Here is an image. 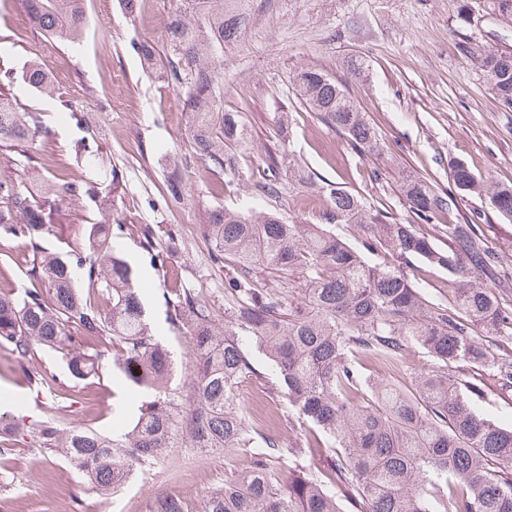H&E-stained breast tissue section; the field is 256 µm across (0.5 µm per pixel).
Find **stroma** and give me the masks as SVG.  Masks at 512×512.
Segmentation results:
<instances>
[{
    "label": "stroma",
    "mask_w": 512,
    "mask_h": 512,
    "mask_svg": "<svg viewBox=\"0 0 512 512\" xmlns=\"http://www.w3.org/2000/svg\"><path fill=\"white\" fill-rule=\"evenodd\" d=\"M83 8L85 33L70 43L38 30L23 0H0V69L13 72L12 93L22 111L54 131L51 140L35 136L22 150L0 148V176L23 174L38 163L41 179L29 185L36 196L47 183L59 188L79 179L113 183L108 206L63 196L53 221L64 233L46 244L64 253L84 239L87 225L106 220L120 225L113 242L134 270L146 319L178 360L188 358L187 337L169 327L158 273L134 228L159 227L156 248L179 266L183 287L204 299L216 323H223L231 302L226 285L235 271L214 259L202 226L220 207L268 210V200L254 186L267 175L270 153L294 159L313 180L305 188L281 176L276 208L283 220L322 225L354 246L359 226L331 220L322 185L360 195L372 211L396 224L416 221L402 182L423 177L438 191L453 190L456 160L490 185L512 187V107L500 104L488 77L471 62L486 50L512 53V21L499 15L495 0H224L225 19L240 28L224 44L221 104L242 114L249 135V148L238 160V187L226 185L224 173L212 171L195 152L180 89L167 80L162 65L147 66L136 50L149 43L159 55L168 54L167 26L183 10L182 0H137L132 9L126 0H83ZM352 56L365 59L363 77L348 70ZM32 63L51 77L55 95L24 83ZM309 68L342 82L377 128V148L354 152L309 110L295 90L297 74ZM284 114L292 131L280 142L273 134ZM175 155L183 198L172 203L164 195L168 162ZM302 194L312 200L304 209L296 204ZM471 221L495 258L481 276L483 284L497 296H512V222L487 198L456 197L450 212L425 231L444 249L446 225ZM409 274L427 301L452 302L448 276L440 269L418 261ZM251 357L258 375L239 385L251 427L265 430L273 419L281 443L298 442L301 419L278 394L265 356L255 351ZM31 367L60 376V383L51 392H38L28 368L0 347V408L32 420L53 413L67 428L108 431L129 421L139 404L111 358L81 382L65 379L62 359L39 349ZM247 462L244 452L224 457L177 448L168 472L189 512H203L207 494ZM155 491L139 473L114 494L99 495L88 478L30 439L0 464V512H147Z\"/></svg>",
    "instance_id": "stroma-1"
}]
</instances>
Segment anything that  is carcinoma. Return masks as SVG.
Segmentation results:
<instances>
[{
  "label": "carcinoma",
  "instance_id": "obj_1",
  "mask_svg": "<svg viewBox=\"0 0 512 512\" xmlns=\"http://www.w3.org/2000/svg\"><path fill=\"white\" fill-rule=\"evenodd\" d=\"M189 13L168 24L171 80L181 87L194 113L196 153L220 170L234 171L247 145L239 112L219 106L216 61L238 27L224 21V0H185ZM30 18L45 34L73 42L86 26L81 0H24ZM502 105L512 107V56L490 51L477 57ZM13 73L0 70V147H22L31 119L8 95ZM25 80L45 94L52 80L39 68ZM297 91L316 116L342 133L351 149L370 150L377 139L342 86L316 69L300 72ZM254 185L272 203L280 197L279 170ZM457 193H482L481 182L464 162H453ZM168 196L183 197L178 166L166 180ZM66 192L91 199L106 192L94 181L66 183ZM338 224H357L361 247L316 224H287L279 213L239 209L212 211L203 234L214 257L236 270L228 282L232 297L218 328L206 302L182 287L167 255L152 250L155 229L135 228L158 272L168 322L188 335V389L172 387L175 363L167 342L147 323L133 283V270L112 244L110 224H91L86 241L66 253L42 244L58 194L36 199L21 176L0 178V236L29 251L17 261L39 284L17 293L0 292V347L23 366L34 347L58 353L67 376L82 381L97 374L105 353L128 388L141 395L133 421L108 434L61 427L49 415L25 422L0 412V460L28 436L60 456L93 488L109 495L136 471L163 462L174 448L212 454L242 450L246 472L210 492L204 512H512V428L479 415L469 397L484 394L482 367L501 388L512 389V355L499 357L494 344H512V307L483 286L480 272L493 255L472 224L448 225V249L411 224H393L370 213L365 201L341 188L322 187ZM402 193L420 221L430 224L454 205L425 179H407ZM501 216L512 219V188L490 192ZM384 251L391 260L366 255ZM415 260L448 273L454 305H433L406 272ZM302 280L303 288L296 286ZM272 361L277 392L302 416L307 434L284 447L273 435L247 426L238 384L257 373L243 338ZM420 348L435 361L412 390L386 377L364 380L359 367L389 370ZM288 460V473L274 460ZM334 484L339 493L328 489ZM149 512H189L177 494L157 493Z\"/></svg>",
  "mask_w": 512,
  "mask_h": 512
}]
</instances>
